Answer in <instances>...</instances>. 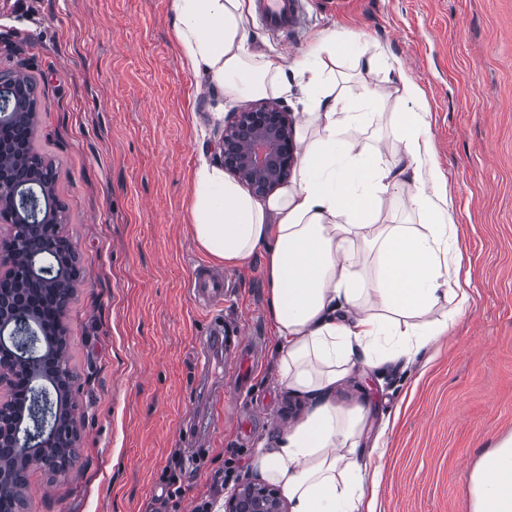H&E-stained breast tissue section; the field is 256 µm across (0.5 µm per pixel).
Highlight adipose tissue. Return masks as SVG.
<instances>
[{"mask_svg": "<svg viewBox=\"0 0 512 512\" xmlns=\"http://www.w3.org/2000/svg\"><path fill=\"white\" fill-rule=\"evenodd\" d=\"M174 32L191 68L216 90L239 96L299 90L316 138L305 143L293 187L255 200L226 176L219 156L199 155L191 172L189 216L197 246L216 262L261 259L287 389L307 396L306 418L271 453L261 475L278 485L288 512H376L368 478L353 458L367 411L332 393L358 365L413 358L460 318L449 308L462 289L450 200L433 159L422 110L397 113L395 164L352 137L374 118L373 91L349 100L325 87L329 61L358 49L324 37L293 72L282 59L255 63L247 48L246 0H173ZM408 196L414 224H384L386 199ZM475 512H512V440L487 453L473 473Z\"/></svg>", "mask_w": 512, "mask_h": 512, "instance_id": "adipose-tissue-1", "label": "adipose tissue"}]
</instances>
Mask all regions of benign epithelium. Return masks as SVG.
I'll return each mask as SVG.
<instances>
[{
    "label": "benign epithelium",
    "mask_w": 512,
    "mask_h": 512,
    "mask_svg": "<svg viewBox=\"0 0 512 512\" xmlns=\"http://www.w3.org/2000/svg\"><path fill=\"white\" fill-rule=\"evenodd\" d=\"M28 83L21 71H0V222L11 227L0 240V495L15 512H26L33 468L78 472L80 441L64 326L80 267L58 224L55 173L28 168V144L14 137L23 126L33 133L37 123L38 111L18 94ZM219 147L224 169L257 197L284 184L298 161L291 114L279 101L249 103L231 114ZM31 229L47 230L50 244L21 245ZM224 512L287 507L279 488L250 481L224 502Z\"/></svg>",
    "instance_id": "benign-epithelium-1"
}]
</instances>
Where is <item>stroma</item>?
<instances>
[{"mask_svg": "<svg viewBox=\"0 0 512 512\" xmlns=\"http://www.w3.org/2000/svg\"><path fill=\"white\" fill-rule=\"evenodd\" d=\"M309 0L293 46L248 16L255 59L305 60L328 34L402 66L421 89L435 160L446 179L464 315L406 369L356 368L336 389L369 414L358 463L377 471L380 512H474L472 474L512 437V0ZM171 0H0V70L22 68L43 107L33 135L51 161L64 235L82 267L65 319L81 433L78 476L31 472L29 512H192L228 459L257 476L309 411L278 380L261 262L222 266L223 307L200 310L188 287L209 258L187 220L190 173L208 115L243 101L216 95L187 68ZM352 97L378 92L381 121L363 129L396 158L401 111L382 73L337 62ZM232 345L257 339L261 359L241 395L210 406L195 375L212 320ZM384 443L378 454L376 443ZM182 473L168 498L166 470Z\"/></svg>", "mask_w": 512, "mask_h": 512, "instance_id": "obj_1", "label": "stroma"}]
</instances>
